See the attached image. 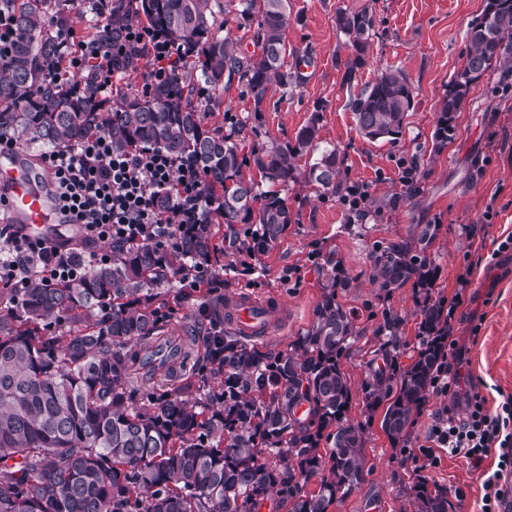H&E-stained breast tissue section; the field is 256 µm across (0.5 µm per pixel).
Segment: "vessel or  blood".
<instances>
[{
  "mask_svg": "<svg viewBox=\"0 0 512 512\" xmlns=\"http://www.w3.org/2000/svg\"><path fill=\"white\" fill-rule=\"evenodd\" d=\"M0 195L12 223L23 225L33 236L47 237L58 233L66 223L55 195L54 184L47 171L25 163L18 149L0 151ZM265 303L239 298L227 308L233 325L247 334H260L265 329Z\"/></svg>",
  "mask_w": 512,
  "mask_h": 512,
  "instance_id": "b4317fda",
  "label": "vessel or blood"
}]
</instances>
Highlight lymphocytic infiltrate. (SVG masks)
I'll use <instances>...</instances> for the list:
<instances>
[{
    "instance_id": "f902f5d3",
    "label": "lymphocytic infiltrate",
    "mask_w": 512,
    "mask_h": 512,
    "mask_svg": "<svg viewBox=\"0 0 512 512\" xmlns=\"http://www.w3.org/2000/svg\"><path fill=\"white\" fill-rule=\"evenodd\" d=\"M136 50L150 63L142 77L147 86L176 79L186 66L173 43L148 26L129 22L112 39L79 43L67 65L48 69L46 80L53 83L85 72L92 75L99 93L109 95L114 91L115 62ZM40 161L51 173L55 193L71 214L79 244L88 253L84 262H76L70 241L29 235L0 210V286L4 288L25 287L34 278L45 283L78 281L90 267L111 261L112 245H173L184 225L201 221L205 214L204 174L185 157L152 147L116 153L109 137L98 134L74 146L49 150ZM164 193L171 203L161 209L157 198ZM458 284L444 320L447 348L431 383L433 393L452 396L454 402L435 412L430 444L420 447L411 460L436 464L435 451L440 448L477 467L490 452H497L496 469L484 474L481 512H512V396L491 412L478 390H458L463 353L457 347L454 324L467 299V275H460Z\"/></svg>"
}]
</instances>
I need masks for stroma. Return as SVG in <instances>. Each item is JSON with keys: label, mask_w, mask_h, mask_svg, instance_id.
<instances>
[{"label": "stroma", "mask_w": 512, "mask_h": 512, "mask_svg": "<svg viewBox=\"0 0 512 512\" xmlns=\"http://www.w3.org/2000/svg\"><path fill=\"white\" fill-rule=\"evenodd\" d=\"M364 6L374 12L376 28L362 64L351 72L347 64L356 53L336 26V13ZM482 7L483 0H293L287 61L293 66L301 58L309 60L297 86L286 92L273 88L257 121L243 84L232 83L224 92L222 110L209 117L216 127L228 112L244 121L237 143L240 154L249 158L268 141L294 143L312 112H319V142L335 146L342 184H368L372 199L383 206L380 217L357 223L339 195L302 182L290 185L284 195L292 222L261 255L250 277L236 264L238 237L225 225L215 228L210 262L224 280L225 299L246 295L272 308L268 334L252 340L261 351H288L313 323L326 273L310 262V253L333 256L349 282L337 289L336 298L355 314L358 333L341 365L351 388L346 418L366 425L364 472L358 488L329 512H414L412 488L420 479L429 490L444 493L448 512H480L482 472L497 461L489 455L478 471L444 452L434 466L420 469L404 463V451L425 444L431 414L443 398L428 395L407 439L399 443L382 428L384 407L368 409L363 393L365 382L385 365L376 336L383 311L401 319L398 362L403 367L417 357L422 320L413 284L390 298L377 296L371 283L372 245L404 239L418 224H436L440 230L429 249L435 269L432 299L450 300L459 273H470L471 299L462 308L466 319L454 333L464 351L461 386L479 388L492 409L512 395V252L497 250L512 237V72L496 67L484 73L456 112L452 137L442 143L435 139L448 84L464 65L466 34ZM390 66L409 74L413 107L401 135L371 142L359 134L349 100ZM403 160L416 163L422 176L419 192L410 197L400 183L398 164ZM290 267L300 272L298 285L281 280ZM166 298L175 313L164 335L180 351L161 383L173 390L193 379L205 354L208 295L172 288ZM475 323L480 332L474 336L470 327Z\"/></svg>", "instance_id": "35a3bbf8"}]
</instances>
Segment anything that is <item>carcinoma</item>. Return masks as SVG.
Wrapping results in <instances>:
<instances>
[{
	"instance_id": "carcinoma-1",
	"label": "carcinoma",
	"mask_w": 512,
	"mask_h": 512,
	"mask_svg": "<svg viewBox=\"0 0 512 512\" xmlns=\"http://www.w3.org/2000/svg\"><path fill=\"white\" fill-rule=\"evenodd\" d=\"M11 8L16 37L0 51V137L63 148L98 133L118 152L150 146L193 159L204 170L209 218L191 224L177 244L112 247V261L77 282L32 280L16 292L0 289V512H328L352 493L364 471V426L345 420L350 385L341 359L355 335L354 314L336 301L342 279L326 258L323 295L311 327L276 356L224 333V296L208 298L215 340L197 377L172 392L140 384L137 371L162 358L158 343L169 318L162 289L215 249L214 226L250 224L252 245L265 252L292 215L286 199L263 184L304 182L325 193L339 182L336 149L325 148L301 172L298 155L319 146L315 111L295 144L272 142L254 154L261 174L244 175L236 137L207 125L189 93L208 92L216 107L232 79L244 82L262 119L271 86L297 80L286 61L291 0H138L135 17L167 37L192 62L189 74L141 94L103 102L95 83L37 91L51 63L69 45L57 36L71 19L57 0H0ZM235 12L237 28L254 31L258 51L214 32L216 16ZM111 29L128 16L123 3L106 5ZM336 25L363 61L375 34L373 11L341 12ZM462 69L448 84L441 113L453 117L472 84L497 65L512 70V0H484L468 29ZM366 139L393 140L413 106V85L401 68H388L350 101ZM437 224H418L398 242L373 247L371 282L386 298L410 280L422 290L417 358L399 374L376 372L364 385L367 405L387 403L382 428L398 442L408 436L426 402L441 350L443 303L431 299L434 272L427 255ZM379 350L397 362L400 319L383 313ZM333 439L328 460L319 453ZM328 474L314 490L308 480ZM417 512H448V499L425 482L413 488Z\"/></svg>"
}]
</instances>
